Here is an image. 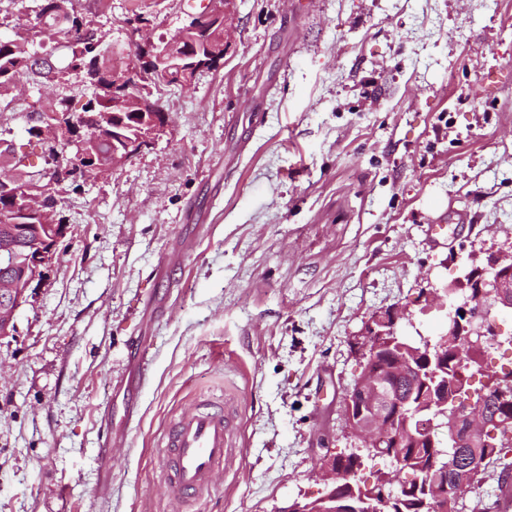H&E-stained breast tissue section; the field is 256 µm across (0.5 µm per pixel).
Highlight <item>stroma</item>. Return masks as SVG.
Masks as SVG:
<instances>
[{
  "label": "stroma",
  "instance_id": "obj_1",
  "mask_svg": "<svg viewBox=\"0 0 512 512\" xmlns=\"http://www.w3.org/2000/svg\"><path fill=\"white\" fill-rule=\"evenodd\" d=\"M218 5L75 0L125 63ZM229 10L220 68L152 89L156 144L59 197L66 232L0 340V512H180L161 445L204 397L229 406L237 448L206 512L319 497L318 453L351 444L350 336L397 304L400 336L436 339L425 290L512 244V0ZM19 87L0 147L33 172L51 93Z\"/></svg>",
  "mask_w": 512,
  "mask_h": 512
}]
</instances>
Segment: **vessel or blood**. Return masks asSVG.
Segmentation results:
<instances>
[{
	"instance_id": "1",
	"label": "vessel or blood",
	"mask_w": 512,
	"mask_h": 512,
	"mask_svg": "<svg viewBox=\"0 0 512 512\" xmlns=\"http://www.w3.org/2000/svg\"><path fill=\"white\" fill-rule=\"evenodd\" d=\"M162 472L171 496L197 505L216 473L234 457L232 416L221 403L202 404L175 419L165 436Z\"/></svg>"
}]
</instances>
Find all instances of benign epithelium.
<instances>
[{"label":"benign epithelium","instance_id":"1","mask_svg":"<svg viewBox=\"0 0 512 512\" xmlns=\"http://www.w3.org/2000/svg\"><path fill=\"white\" fill-rule=\"evenodd\" d=\"M193 32L195 27L189 24L172 41L147 48L146 68L160 82L184 85L199 73L212 69L217 59L224 55L229 29H224L223 45L218 47L199 40ZM134 103L139 109V124L129 136L112 132L110 167L98 163L99 144L109 126L107 113L84 114L80 123L57 113L44 114L46 138L62 151L76 148L78 169L64 163L60 153L52 179L65 181L75 176L79 169L108 174L155 144L165 132L167 121L156 113V106L151 101L136 98ZM42 199L41 187H29L25 193L26 207L6 220V230L0 233V265L15 270L9 276H0L1 340L13 335L16 312L27 302L31 283L42 276L43 268L54 259L55 246L65 233L64 225L39 210ZM33 226L43 227V232L31 242L24 238V229ZM449 307L453 311L448 313V329L435 346L400 339L396 326L405 318L406 309L398 305L374 313L351 338V347L360 356L363 372L346 398L344 418L348 433L360 445L317 468L319 479L325 486L323 499L337 504L330 512H362V508L342 495L345 479L361 469L362 450L379 448L396 438L398 422L412 402L410 397L401 402L392 395L391 382L401 376H412L415 383L422 385V396L428 399L433 414L448 419V437L456 446L497 447L498 430L512 420V394L507 391L497 393L499 412L492 417L485 406L484 392L469 391L467 396H462L463 387L453 378L451 368L455 352L464 347L476 350L488 337L495 335L491 310L512 311V246L490 252L483 258L467 256L462 276L428 293L426 309L443 311ZM395 345L405 352V356L392 359L390 369H379L375 365L377 352ZM451 479V490L458 504L466 503L461 492L484 483L481 472L467 467L455 470Z\"/></svg>","mask_w":512,"mask_h":512}]
</instances>
